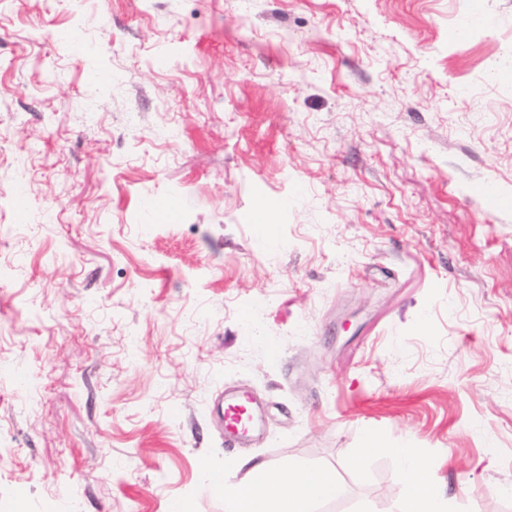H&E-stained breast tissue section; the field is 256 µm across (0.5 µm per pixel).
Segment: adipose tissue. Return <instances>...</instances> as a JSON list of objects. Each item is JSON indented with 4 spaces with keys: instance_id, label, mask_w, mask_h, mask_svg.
Returning a JSON list of instances; mask_svg holds the SVG:
<instances>
[{
    "instance_id": "1",
    "label": "adipose tissue",
    "mask_w": 512,
    "mask_h": 512,
    "mask_svg": "<svg viewBox=\"0 0 512 512\" xmlns=\"http://www.w3.org/2000/svg\"><path fill=\"white\" fill-rule=\"evenodd\" d=\"M368 454L394 452L401 460L400 512H442L441 502L426 481L428 458L410 448L388 449L375 433L367 432ZM209 490L224 503V512H316L317 505L338 497L342 487L335 475L300 462L279 466L253 465L247 484L230 483L222 472L206 469Z\"/></svg>"
}]
</instances>
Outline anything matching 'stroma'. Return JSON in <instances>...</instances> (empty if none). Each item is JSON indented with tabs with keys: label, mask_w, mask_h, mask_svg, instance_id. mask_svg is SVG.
Instances as JSON below:
<instances>
[{
	"label": "stroma",
	"mask_w": 512,
	"mask_h": 512,
	"mask_svg": "<svg viewBox=\"0 0 512 512\" xmlns=\"http://www.w3.org/2000/svg\"><path fill=\"white\" fill-rule=\"evenodd\" d=\"M369 429L512 512V0H0V512H398ZM245 405L240 399H232L225 409L226 417L230 416L231 423L227 425L228 438L244 439L250 436L254 429L255 422L250 413L246 420H242L239 416L240 410H244ZM210 493L224 502V512H316V506L342 493L335 475L301 462L279 466L254 464L247 484L230 483L203 464Z\"/></svg>",
	"instance_id": "35a3bbf8"
}]
</instances>
